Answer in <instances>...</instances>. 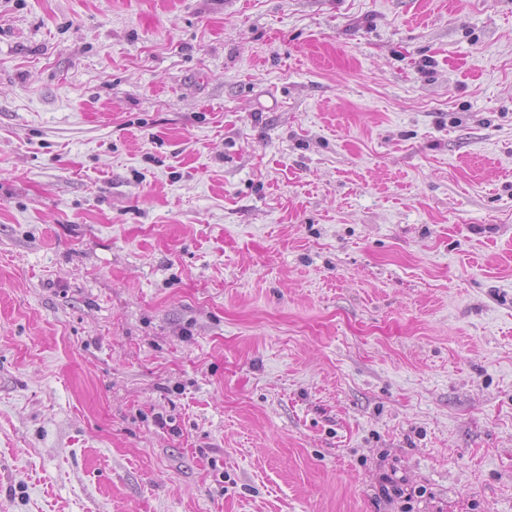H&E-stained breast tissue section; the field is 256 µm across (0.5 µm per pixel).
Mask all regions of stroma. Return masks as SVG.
<instances>
[{"mask_svg": "<svg viewBox=\"0 0 512 512\" xmlns=\"http://www.w3.org/2000/svg\"><path fill=\"white\" fill-rule=\"evenodd\" d=\"M0 512H512V0H0Z\"/></svg>", "mask_w": 512, "mask_h": 512, "instance_id": "stroma-1", "label": "stroma"}]
</instances>
